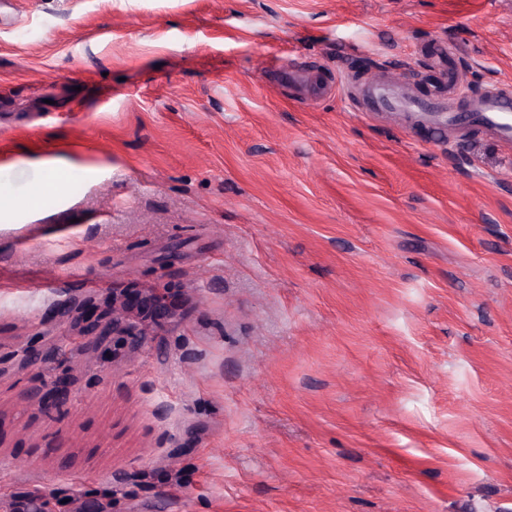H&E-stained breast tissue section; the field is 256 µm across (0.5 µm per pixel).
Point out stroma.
I'll return each mask as SVG.
<instances>
[{"label":"stroma","mask_w":512,"mask_h":512,"mask_svg":"<svg viewBox=\"0 0 512 512\" xmlns=\"http://www.w3.org/2000/svg\"><path fill=\"white\" fill-rule=\"evenodd\" d=\"M439 42L512 85V0H0V359L177 310L0 372V512H512V150L349 99ZM123 313L112 314V322L103 321V315L95 318L88 313V302H85L74 318L72 305H62L50 312L51 318L66 319L68 334L75 340L92 342L108 336H142L141 328L147 320L161 322L175 315L176 309L172 304L148 292L125 293ZM70 385V377L62 376L54 381L52 388L45 394H41L39 389H34L28 396L37 402L43 410L49 411L66 399Z\"/></svg>","instance_id":"obj_1"}]
</instances>
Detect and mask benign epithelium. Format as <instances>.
<instances>
[{"label": "benign epithelium", "instance_id": "7a95c632", "mask_svg": "<svg viewBox=\"0 0 512 512\" xmlns=\"http://www.w3.org/2000/svg\"><path fill=\"white\" fill-rule=\"evenodd\" d=\"M53 318H62L68 324V335L79 341L92 342L104 336L132 337L131 346H138L137 336L141 335V325L147 320L161 322L175 315V308L166 300L148 292H130L125 294L124 312L112 315V320L105 321L102 316H91L88 304H83L77 315H72V305H62L50 312ZM60 348L55 343H44L26 347L18 359L17 367L27 369L38 363L57 356ZM71 379L62 376L56 379L52 388L42 394L40 390L30 391L29 398L49 411L61 404L67 397Z\"/></svg>", "mask_w": 512, "mask_h": 512}]
</instances>
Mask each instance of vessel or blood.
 Returning a JSON list of instances; mask_svg holds the SVG:
<instances>
[{
  "instance_id": "vessel-or-blood-1",
  "label": "vessel or blood",
  "mask_w": 512,
  "mask_h": 512,
  "mask_svg": "<svg viewBox=\"0 0 512 512\" xmlns=\"http://www.w3.org/2000/svg\"><path fill=\"white\" fill-rule=\"evenodd\" d=\"M447 99H430L400 90L389 82H376L366 89L364 109L401 117L411 116L439 131L468 129L489 134L506 148H512V88L492 84L479 94L466 92L468 75L449 64Z\"/></svg>"
}]
</instances>
